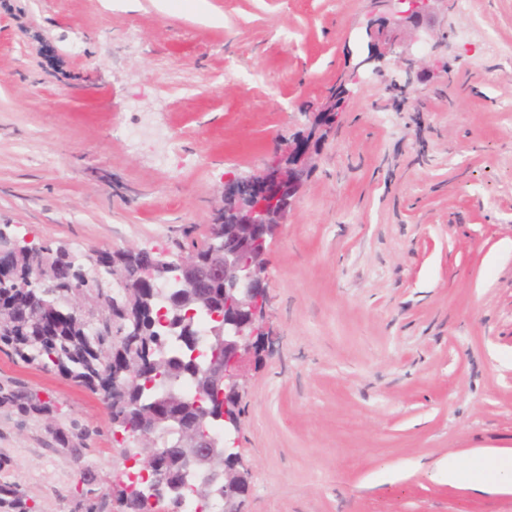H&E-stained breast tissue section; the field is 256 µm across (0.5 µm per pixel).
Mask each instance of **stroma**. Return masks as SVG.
I'll use <instances>...</instances> for the list:
<instances>
[{
	"mask_svg": "<svg viewBox=\"0 0 512 512\" xmlns=\"http://www.w3.org/2000/svg\"><path fill=\"white\" fill-rule=\"evenodd\" d=\"M374 0H0V225L180 262L224 175L263 170L306 111L349 95L267 247L269 348L237 379L243 512H512L481 454L512 451V0L482 29L436 6L414 89L355 72ZM499 52H489L487 37ZM148 124L138 139L136 120ZM188 150L161 164V139ZM56 406L0 407V483L32 512L121 489L101 395L0 352ZM96 428L80 463L52 431ZM455 455L458 486L426 464Z\"/></svg>",
	"mask_w": 512,
	"mask_h": 512,
	"instance_id": "obj_1",
	"label": "stroma"
}]
</instances>
